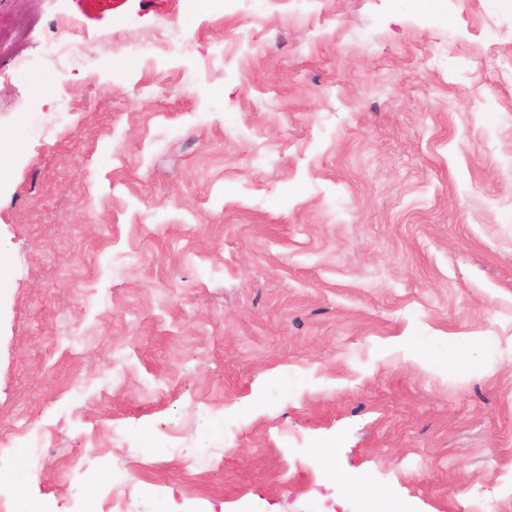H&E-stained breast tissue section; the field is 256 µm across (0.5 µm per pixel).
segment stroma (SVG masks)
Listing matches in <instances>:
<instances>
[{
    "instance_id": "stroma-1",
    "label": "stroma",
    "mask_w": 512,
    "mask_h": 512,
    "mask_svg": "<svg viewBox=\"0 0 512 512\" xmlns=\"http://www.w3.org/2000/svg\"><path fill=\"white\" fill-rule=\"evenodd\" d=\"M0 248V512H512V0H0Z\"/></svg>"
}]
</instances>
